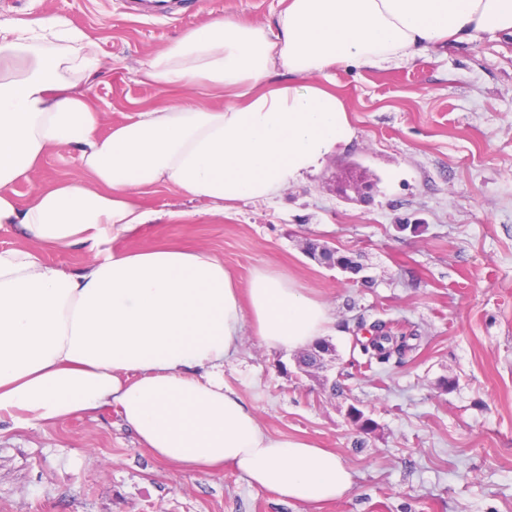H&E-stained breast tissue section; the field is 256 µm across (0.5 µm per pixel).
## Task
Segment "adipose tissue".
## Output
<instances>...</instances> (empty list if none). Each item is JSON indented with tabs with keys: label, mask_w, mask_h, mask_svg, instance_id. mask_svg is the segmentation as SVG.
<instances>
[{
	"label": "adipose tissue",
	"mask_w": 512,
	"mask_h": 512,
	"mask_svg": "<svg viewBox=\"0 0 512 512\" xmlns=\"http://www.w3.org/2000/svg\"><path fill=\"white\" fill-rule=\"evenodd\" d=\"M53 27L74 52H41L35 28L0 23V62L26 66L0 72V230L31 239L0 249V422L51 425L113 405L159 462L230 467L285 501L343 497L353 475L335 452L267 432L224 380L245 331L300 350L328 333L329 306L266 268L240 285L204 247L99 246L154 220L140 202L152 186L215 215L271 199L353 133L332 69L400 67L446 41L512 35V0H288L273 31L216 17L142 66L184 97L105 135L78 87L97 70L93 48L64 20ZM277 66L291 82L269 83ZM202 83L224 91L223 107L192 97ZM60 145L79 147L85 179L20 204L14 184ZM79 244L93 254L81 271L43 258Z\"/></svg>",
	"instance_id": "ef3b65f1"
}]
</instances>
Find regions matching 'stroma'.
I'll return each mask as SVG.
<instances>
[{"label":"stroma","instance_id":"1","mask_svg":"<svg viewBox=\"0 0 512 512\" xmlns=\"http://www.w3.org/2000/svg\"><path fill=\"white\" fill-rule=\"evenodd\" d=\"M285 0H0V22L59 17L95 42L103 67L91 104L101 133L180 93L143 82L141 64L216 16L275 27ZM354 136L265 203L221 215L165 186L141 196L159 219L117 250L203 246L239 283L255 269L289 275L332 310L335 360L301 372L293 354L246 334L224 379L271 434L336 452L353 474L342 498L281 501L232 468L158 463L115 407L26 430L0 428V512H512V36L448 43L400 69L331 72ZM62 145L20 201L81 178ZM183 212L178 221L168 211ZM328 243L360 275L304 251ZM416 335L402 360L368 363L355 349L376 322ZM338 382L343 395H332ZM357 406L369 432L347 419Z\"/></svg>","mask_w":512,"mask_h":512}]
</instances>
